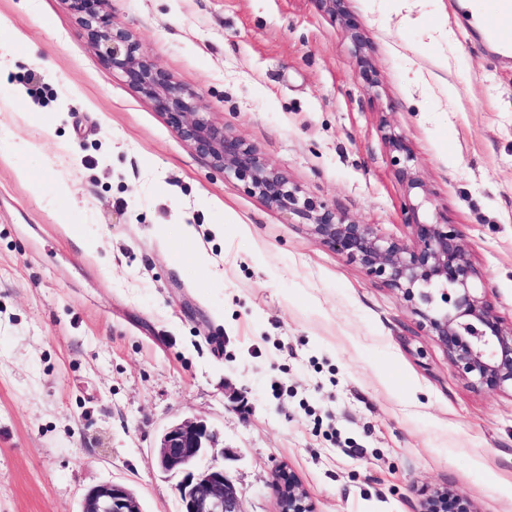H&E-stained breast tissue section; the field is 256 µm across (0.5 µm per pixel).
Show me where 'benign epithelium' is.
<instances>
[{"label": "benign epithelium", "instance_id": "benign-epithelium-1", "mask_svg": "<svg viewBox=\"0 0 512 512\" xmlns=\"http://www.w3.org/2000/svg\"><path fill=\"white\" fill-rule=\"evenodd\" d=\"M71 10L100 57L126 73L134 89L166 116L172 130L215 167L236 176L247 192L267 205L305 221L321 244L361 267L367 277L397 292L421 328L443 347L468 387L478 392H512V324L504 325L486 295L476 286L483 279L466 243L448 217L422 220L419 209L428 199L426 184L412 165L413 151L401 134L389 133L387 144L395 173L405 188L400 202L407 240L378 236L370 225L346 221L325 202L303 199L288 178L269 166L258 150L196 111V95L157 69L129 33L113 28L105 0H68ZM349 35L356 50L368 47L364 32L349 9V0H315ZM214 434L200 420L168 426L156 448L163 472L178 473L181 512H244L241 494L224 468L198 466L213 447ZM279 512H315L295 473L280 464L271 472ZM479 512L477 504L450 487L431 491L422 512ZM80 512H142L135 493L122 483L96 486Z\"/></svg>", "mask_w": 512, "mask_h": 512}]
</instances>
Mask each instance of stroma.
Wrapping results in <instances>:
<instances>
[{
    "mask_svg": "<svg viewBox=\"0 0 512 512\" xmlns=\"http://www.w3.org/2000/svg\"><path fill=\"white\" fill-rule=\"evenodd\" d=\"M461 0H350L377 86L316 0H107L199 111L301 196L404 238V135L512 322V53ZM215 260L197 264L182 238ZM215 430L245 512L277 464L316 512H420L452 487L512 512V396L475 392L393 290L178 138L101 63L67 0H0V512L128 485L179 512L162 431Z\"/></svg>",
    "mask_w": 512,
    "mask_h": 512,
    "instance_id": "stroma-1",
    "label": "stroma"
}]
</instances>
